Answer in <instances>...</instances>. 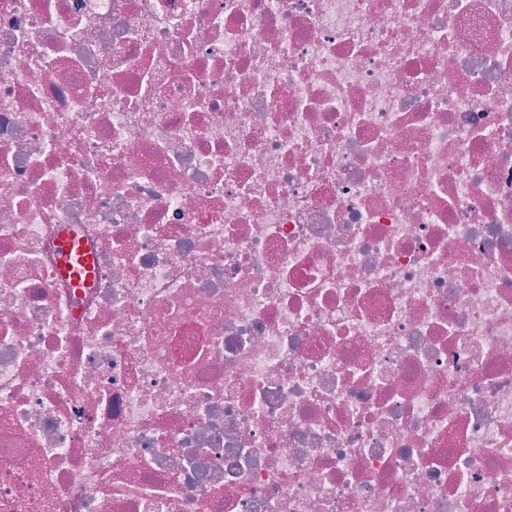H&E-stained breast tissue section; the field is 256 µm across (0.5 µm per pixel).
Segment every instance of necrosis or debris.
<instances>
[{"label":"necrosis or debris","mask_w":512,"mask_h":512,"mask_svg":"<svg viewBox=\"0 0 512 512\" xmlns=\"http://www.w3.org/2000/svg\"><path fill=\"white\" fill-rule=\"evenodd\" d=\"M0 512H512V0H0ZM65 253L64 270L71 276L78 285L82 284L83 277H87L89 271V261L77 246L75 240H67L63 244Z\"/></svg>","instance_id":"necrosis-or-debris-1"}]
</instances>
